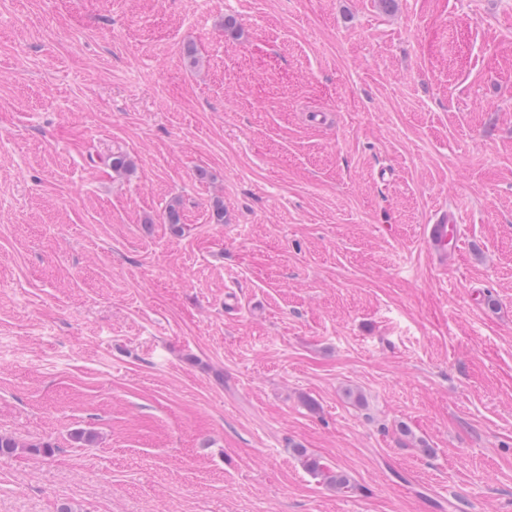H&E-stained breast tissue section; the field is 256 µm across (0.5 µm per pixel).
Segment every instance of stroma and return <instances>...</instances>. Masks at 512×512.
<instances>
[{"label":"stroma","mask_w":512,"mask_h":512,"mask_svg":"<svg viewBox=\"0 0 512 512\" xmlns=\"http://www.w3.org/2000/svg\"><path fill=\"white\" fill-rule=\"evenodd\" d=\"M0 434V512H512V0H0ZM454 214L450 211L443 214L434 224L425 226V236L432 252L441 262L448 261L457 247Z\"/></svg>","instance_id":"1"}]
</instances>
